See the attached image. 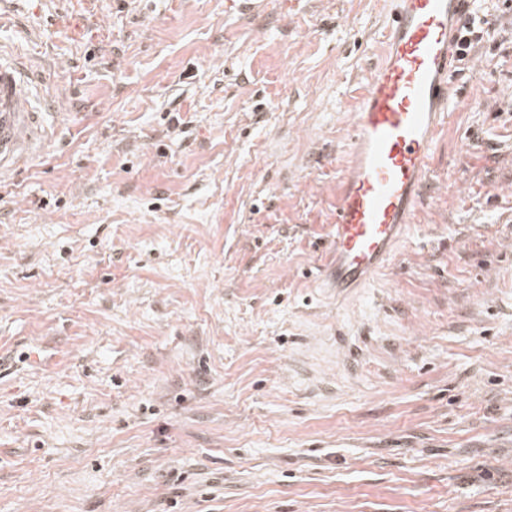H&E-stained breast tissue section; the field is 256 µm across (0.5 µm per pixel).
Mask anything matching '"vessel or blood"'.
<instances>
[{
  "label": "vessel or blood",
  "mask_w": 512,
  "mask_h": 512,
  "mask_svg": "<svg viewBox=\"0 0 512 512\" xmlns=\"http://www.w3.org/2000/svg\"><path fill=\"white\" fill-rule=\"evenodd\" d=\"M383 62L374 70L350 134L336 195L333 258L325 276L368 284L392 257L422 187L429 154L448 120L454 37L467 0H394ZM48 136L21 62L0 53V177L41 153Z\"/></svg>",
  "instance_id": "1"
}]
</instances>
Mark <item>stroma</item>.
<instances>
[{"label":"stroma","mask_w":512,"mask_h":512,"mask_svg":"<svg viewBox=\"0 0 512 512\" xmlns=\"http://www.w3.org/2000/svg\"><path fill=\"white\" fill-rule=\"evenodd\" d=\"M478 7L412 222L339 291L391 0H0L49 134L0 184V512H512V9Z\"/></svg>","instance_id":"obj_1"}]
</instances>
